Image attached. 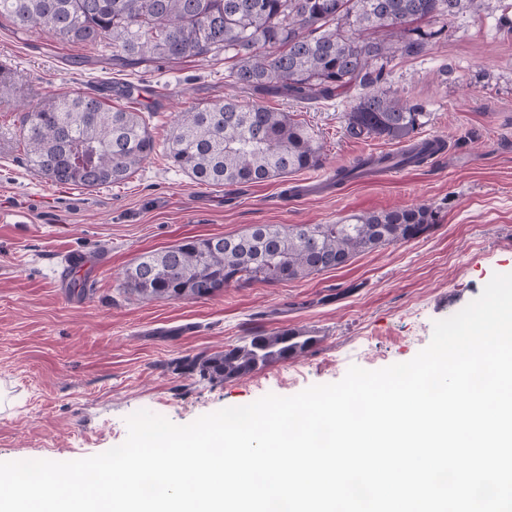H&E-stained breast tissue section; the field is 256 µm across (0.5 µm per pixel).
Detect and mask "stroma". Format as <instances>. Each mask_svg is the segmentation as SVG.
Wrapping results in <instances>:
<instances>
[{
    "label": "stroma",
    "instance_id": "obj_1",
    "mask_svg": "<svg viewBox=\"0 0 512 512\" xmlns=\"http://www.w3.org/2000/svg\"><path fill=\"white\" fill-rule=\"evenodd\" d=\"M507 0L436 21L414 56L386 67L385 86L419 105L418 139L444 151L397 178L372 176L337 188L304 189L360 156L396 154L401 143L353 137L344 119L357 90L308 105L287 97L230 90L229 61L217 56L159 63L136 72L79 68L84 49L48 30L22 32L0 18V63L21 104L57 93L143 90L156 140L178 113L234 93L293 115L322 143L319 167L256 184L208 186L151 155L121 184L55 186L29 164L18 106L0 105V462L71 461L102 453L127 436L126 419L145 409L185 425L273 393L292 396L340 381L350 366L377 370L406 362L431 341L435 321L481 294L494 274L512 273V31L499 18ZM431 203L437 223L425 235L353 258L345 267L288 283L229 285L201 301L139 299L122 286L144 253L191 237L244 233L256 224H332L352 213ZM93 265L56 281L60 257ZM313 337L304 355L211 384L178 369L202 352L239 345L260 331Z\"/></svg>",
    "mask_w": 512,
    "mask_h": 512
}]
</instances>
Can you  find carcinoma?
Here are the masks:
<instances>
[{
	"mask_svg": "<svg viewBox=\"0 0 512 512\" xmlns=\"http://www.w3.org/2000/svg\"><path fill=\"white\" fill-rule=\"evenodd\" d=\"M483 0H0V17L19 30L39 26L76 45L112 49L111 64L142 69L157 62L225 53L229 85L285 94L300 103L362 93L345 113L353 136L408 146L396 155L358 158L336 171L340 186L356 169L394 161L419 166L443 148L414 142L426 113L384 87L390 59L417 55L438 31L407 25L477 12ZM374 33L376 38L363 37ZM16 100L0 64V104ZM34 170L54 185L87 189L121 183L156 152L140 112L72 92L20 116ZM171 165L209 186L254 184L318 166L322 146L287 112L242 105L229 96L181 113L163 143ZM438 208L421 204L350 214L334 224H258L236 236L188 238L139 258L126 288L143 300H206L230 284L281 283L345 267L356 255L428 232ZM311 339L288 329L258 332L242 345L201 354L182 367L210 382L249 374L304 353Z\"/></svg>",
	"mask_w": 512,
	"mask_h": 512,
	"instance_id": "obj_1",
	"label": "carcinoma"
}]
</instances>
